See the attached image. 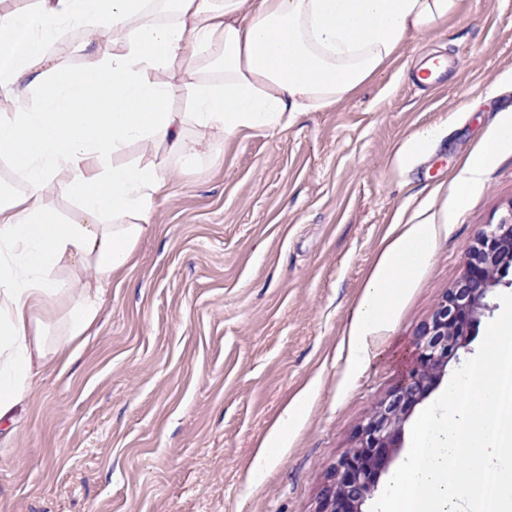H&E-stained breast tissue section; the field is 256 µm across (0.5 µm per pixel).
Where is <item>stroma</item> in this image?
<instances>
[{
  "instance_id": "stroma-1",
  "label": "stroma",
  "mask_w": 512,
  "mask_h": 512,
  "mask_svg": "<svg viewBox=\"0 0 512 512\" xmlns=\"http://www.w3.org/2000/svg\"><path fill=\"white\" fill-rule=\"evenodd\" d=\"M460 62L436 93L425 58ZM512 113V0H457L410 34L354 95L287 128L252 130L218 159L178 167L136 264L113 276L66 370H47L0 421V512H321L334 465L409 368L413 340L462 276L491 214L512 198V149L464 207L468 157ZM436 138L413 149L415 135ZM429 220L437 236L368 367H347L353 313L388 242ZM494 288L437 400L497 319ZM301 423L259 478L278 418Z\"/></svg>"
}]
</instances>
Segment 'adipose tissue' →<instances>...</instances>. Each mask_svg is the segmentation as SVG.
I'll return each instance as SVG.
<instances>
[{"label": "adipose tissue", "mask_w": 512, "mask_h": 512, "mask_svg": "<svg viewBox=\"0 0 512 512\" xmlns=\"http://www.w3.org/2000/svg\"><path fill=\"white\" fill-rule=\"evenodd\" d=\"M456 0H10L0 6V158L24 188L0 196V419L35 379L67 368L113 273L130 267L169 196L174 160L216 154L248 130L325 110L382 71L411 33L437 29ZM81 62L59 60L72 29ZM181 91L183 110L169 106ZM512 114L453 184L462 206ZM62 195L83 213L69 224ZM436 228L391 243L356 307L348 369L370 361L397 297L427 262ZM91 270L78 287L60 271Z\"/></svg>", "instance_id": "obj_1"}]
</instances>
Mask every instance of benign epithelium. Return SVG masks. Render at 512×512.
Returning <instances> with one entry per match:
<instances>
[{
  "label": "benign epithelium",
  "mask_w": 512,
  "mask_h": 512,
  "mask_svg": "<svg viewBox=\"0 0 512 512\" xmlns=\"http://www.w3.org/2000/svg\"><path fill=\"white\" fill-rule=\"evenodd\" d=\"M512 265V218L489 224L470 246L466 270L415 335V364L362 425L357 444L334 467L323 512H362L397 450L401 426L449 358L466 347L479 311Z\"/></svg>",
  "instance_id": "benign-epithelium-1"
}]
</instances>
